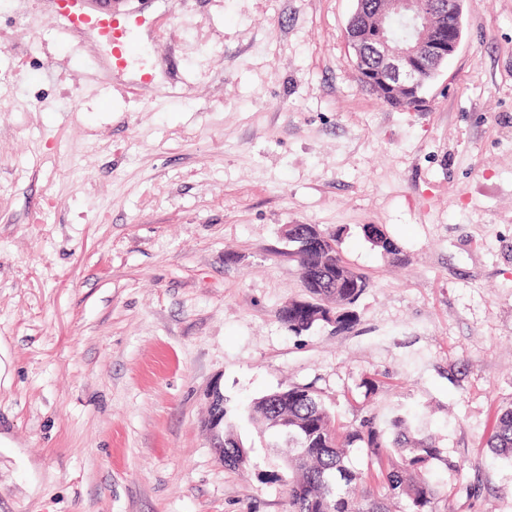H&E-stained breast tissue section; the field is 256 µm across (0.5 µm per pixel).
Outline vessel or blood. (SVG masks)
Segmentation results:
<instances>
[{"instance_id": "1", "label": "vessel or blood", "mask_w": 512, "mask_h": 512, "mask_svg": "<svg viewBox=\"0 0 512 512\" xmlns=\"http://www.w3.org/2000/svg\"><path fill=\"white\" fill-rule=\"evenodd\" d=\"M52 15L59 28L67 33H97L104 44L106 61L111 70L124 67L136 54L129 39L135 24L133 14L113 8L111 0H102L92 7L89 0H50Z\"/></svg>"}]
</instances>
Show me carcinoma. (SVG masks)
Masks as SVG:
<instances>
[{
	"label": "carcinoma",
	"instance_id": "1",
	"mask_svg": "<svg viewBox=\"0 0 512 512\" xmlns=\"http://www.w3.org/2000/svg\"><path fill=\"white\" fill-rule=\"evenodd\" d=\"M365 237L392 261L402 262L401 249L385 232ZM282 255L298 267L306 298L280 309L281 322L300 334L318 322L345 327L354 320L347 308L369 282L343 259L341 251L303 247ZM243 425L252 426L262 437L272 432L291 448L288 512H389L382 489L399 500L400 512H435L431 465L440 462L453 475L467 466L464 460L443 457L436 439L415 436L413 414L398 413L390 420L394 434L390 441L372 415L354 424L341 423L325 398L306 385L279 388L241 408L224 399L226 468L245 470L251 465L250 449L237 434ZM490 447L496 455L512 459V405L501 412ZM352 448L367 449V473L349 466Z\"/></svg>",
	"mask_w": 512,
	"mask_h": 512
}]
</instances>
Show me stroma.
I'll list each match as a JSON object with an SVG mask.
<instances>
[{"mask_svg":"<svg viewBox=\"0 0 512 512\" xmlns=\"http://www.w3.org/2000/svg\"><path fill=\"white\" fill-rule=\"evenodd\" d=\"M102 72L49 0H0V512H288L284 451L220 465L203 424L313 385L346 424L418 416L438 512H512V0H466L425 110L362 89L355 0H117ZM287 224L340 233L353 324L295 334ZM380 226L394 264L367 242ZM490 447L496 455L512 460V403L501 412Z\"/></svg>","mask_w":512,"mask_h":512,"instance_id":"35a3bbf8","label":"stroma"}]
</instances>
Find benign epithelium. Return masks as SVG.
Segmentation results:
<instances>
[{"label": "benign epithelium", "mask_w": 512, "mask_h": 512, "mask_svg": "<svg viewBox=\"0 0 512 512\" xmlns=\"http://www.w3.org/2000/svg\"><path fill=\"white\" fill-rule=\"evenodd\" d=\"M387 7L374 14L358 5L347 25L345 38L353 51L350 62L361 85L394 108L423 110L425 90L439 66L452 56L463 37L462 16L466 0H385ZM395 12L406 24L402 43H396L385 25ZM207 422L212 448L224 462V394L219 386L206 393Z\"/></svg>", "instance_id": "7a95c632"}]
</instances>
